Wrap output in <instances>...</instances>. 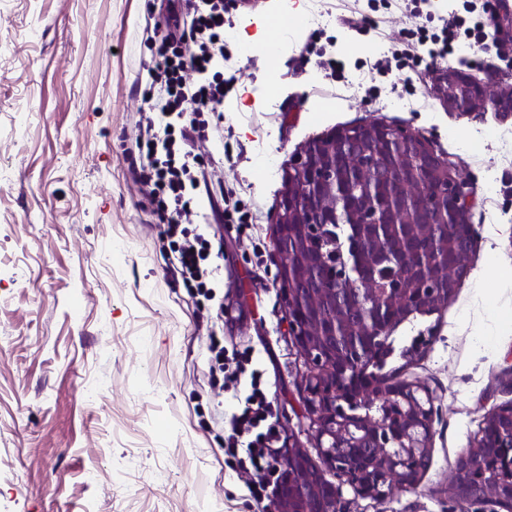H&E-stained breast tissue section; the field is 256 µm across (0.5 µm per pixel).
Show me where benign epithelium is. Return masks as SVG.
Returning a JSON list of instances; mask_svg holds the SVG:
<instances>
[{
	"label": "benign epithelium",
	"instance_id": "obj_1",
	"mask_svg": "<svg viewBox=\"0 0 512 512\" xmlns=\"http://www.w3.org/2000/svg\"><path fill=\"white\" fill-rule=\"evenodd\" d=\"M437 90L449 109L470 116L489 108L511 117L512 95L492 97L486 86L459 68L443 71ZM406 153L413 166L412 191L396 189L382 201L372 189L373 177L391 159ZM468 184L430 140L403 126L357 124L334 129L303 144L282 168L281 195L273 215V255L277 285L288 320V334L307 365L302 380L304 418L316 434L325 460L363 498L383 500L390 484L413 488L427 469L437 413L433 390L415 380H387L360 375L356 360L383 356L381 336L415 314L430 315L448 304L471 273V261L457 263L440 284L432 275L412 281L431 253L430 243L409 239L396 208L415 212L420 223L439 213L447 236L474 247L479 236L470 221ZM371 226L374 236L388 232L402 240L404 257L393 287L372 301L373 267L365 238L342 240L338 261L323 252L331 224ZM369 401L381 413L356 415ZM509 425L508 444L498 455L512 466V403L491 409L483 424ZM484 451L470 448L456 460L448 485L460 503H491L512 512V482L474 472ZM280 512H350L336 487L323 481L304 448H286L283 481L278 489Z\"/></svg>",
	"mask_w": 512,
	"mask_h": 512
}]
</instances>
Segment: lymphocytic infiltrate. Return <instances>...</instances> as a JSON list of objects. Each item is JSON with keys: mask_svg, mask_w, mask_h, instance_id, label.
I'll use <instances>...</instances> for the list:
<instances>
[{"mask_svg": "<svg viewBox=\"0 0 512 512\" xmlns=\"http://www.w3.org/2000/svg\"><path fill=\"white\" fill-rule=\"evenodd\" d=\"M224 12V0H194L175 32L161 36L148 69L149 87L143 93L147 109L140 116L138 143V180L164 225L173 270L192 295L208 301L217 268L211 261L212 240L191 230L201 219L199 197L221 201L226 223L253 221L240 198L225 191L223 183L212 182L215 159L198 148L208 135L201 113L216 111L234 84L218 67L225 56ZM439 22L438 33L428 34L421 26L408 33L426 46L429 62L448 55L462 37L475 47L489 44L481 18L467 21L451 12ZM208 352L213 384L238 392L234 411L224 418V464L247 476L253 501H268L276 495L280 479V428L263 375L254 368L250 350L227 351L214 336Z\"/></svg>", "mask_w": 512, "mask_h": 512, "instance_id": "obj_1", "label": "lymphocytic infiltrate"}]
</instances>
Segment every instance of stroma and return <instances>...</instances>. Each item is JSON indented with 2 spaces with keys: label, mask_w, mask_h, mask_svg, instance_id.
<instances>
[{
  "label": "stroma",
  "mask_w": 512,
  "mask_h": 512,
  "mask_svg": "<svg viewBox=\"0 0 512 512\" xmlns=\"http://www.w3.org/2000/svg\"><path fill=\"white\" fill-rule=\"evenodd\" d=\"M297 0L305 23L277 70L252 65L243 37L282 0H237L228 42L237 82L217 112L222 139L201 142L213 179L251 204L247 228L211 224L223 245L214 293L229 349H250L283 437L297 441L351 512H493L451 500L448 478L483 418L512 401V118L448 111L437 69L391 59L429 16L465 0ZM159 0H0V512H278L256 504L224 466L217 412L232 391L212 386L206 322L172 273L163 225L134 159ZM317 43L344 64L332 76ZM493 87H512V45L448 55ZM409 127L456 163L475 194L480 238L472 270L441 313L396 331L398 347L430 336L389 368L436 393L429 466L416 488L381 502L342 484L305 430L304 370L288 334L272 257L281 168L307 140L358 122Z\"/></svg>",
  "instance_id": "1"
}]
</instances>
